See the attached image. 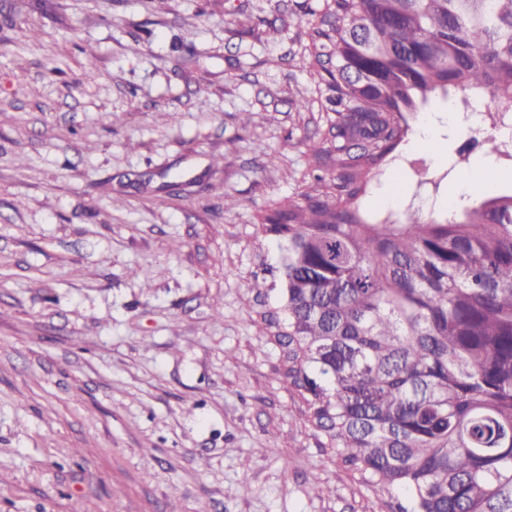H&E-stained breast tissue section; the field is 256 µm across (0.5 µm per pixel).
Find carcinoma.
Here are the masks:
<instances>
[{
  "label": "carcinoma",
  "mask_w": 512,
  "mask_h": 512,
  "mask_svg": "<svg viewBox=\"0 0 512 512\" xmlns=\"http://www.w3.org/2000/svg\"><path fill=\"white\" fill-rule=\"evenodd\" d=\"M314 174L260 218L281 247L287 375L388 512H512V194L451 217L362 208L434 98L512 111V0H322Z\"/></svg>",
  "instance_id": "cac0c4a2"
}]
</instances>
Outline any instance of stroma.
I'll use <instances>...</instances> for the list:
<instances>
[{
  "label": "stroma",
  "mask_w": 512,
  "mask_h": 512,
  "mask_svg": "<svg viewBox=\"0 0 512 512\" xmlns=\"http://www.w3.org/2000/svg\"><path fill=\"white\" fill-rule=\"evenodd\" d=\"M277 3L0 0V512H379L262 318L281 282L259 216L325 130L296 109L320 0ZM424 118L433 145L410 133L366 208L512 189L503 160L461 184L485 152L461 157L446 103Z\"/></svg>",
  "instance_id": "stroma-1"
}]
</instances>
